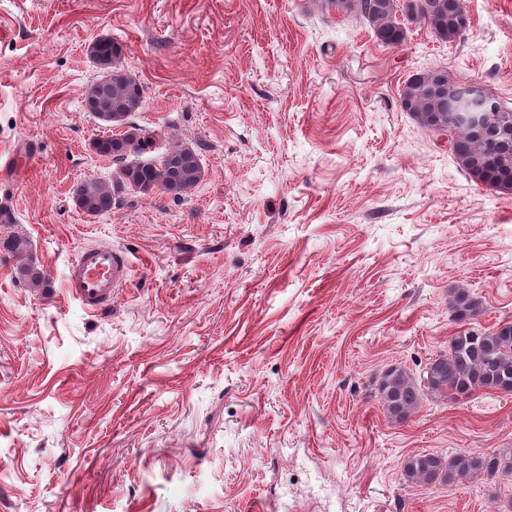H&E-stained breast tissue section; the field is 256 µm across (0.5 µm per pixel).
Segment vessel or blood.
Masks as SVG:
<instances>
[{"label":"vessel or blood","mask_w":512,"mask_h":512,"mask_svg":"<svg viewBox=\"0 0 512 512\" xmlns=\"http://www.w3.org/2000/svg\"><path fill=\"white\" fill-rule=\"evenodd\" d=\"M132 267L127 253L112 246L82 249L69 272L72 295L89 312H101L127 286Z\"/></svg>","instance_id":"b4317fda"}]
</instances>
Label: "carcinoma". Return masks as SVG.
Masks as SVG:
<instances>
[{
	"label": "carcinoma",
	"mask_w": 512,
	"mask_h": 512,
	"mask_svg": "<svg viewBox=\"0 0 512 512\" xmlns=\"http://www.w3.org/2000/svg\"><path fill=\"white\" fill-rule=\"evenodd\" d=\"M417 23L440 40L452 42L463 36L459 19L466 13L464 0H418ZM325 6L345 16H354L366 24L375 38L386 46L405 42L407 28L400 26L397 14L404 11L405 0H325ZM92 61L98 62L100 75L84 93V107L105 126L112 117L125 127L117 138L92 143L95 152L109 158L115 169L110 178H87L73 189L76 206L89 216L112 212L125 203L131 193L146 194V188L160 185V191L184 196L202 179L204 169L195 148L176 144L165 150L154 165L146 164L154 135L131 122L145 98V87L122 64V49L109 37L94 40L89 47ZM461 88V81L443 70H426L406 81L400 93V108L409 112L428 131H439L449 124V104ZM486 111L490 113L482 129L471 132L460 129L450 140L451 151L461 169L474 182L501 189L512 184V138L501 129L512 125V109L487 94ZM500 141L498 154L490 158L486 143ZM26 240L13 236L3 248L16 260V278L29 285L49 287V280L29 257ZM478 303L467 291L455 293L453 310L461 319L473 317ZM432 395L469 396L479 389L498 390L512 387V322H501L489 329L468 327L450 338L448 353L433 360L423 379L412 377L404 368L386 370L378 394L388 419L405 422L419 407L422 385ZM403 478L409 484H451L473 473L489 476L512 475V448L492 454L457 453L445 457L435 453H417L403 464Z\"/></svg>",
	"instance_id": "carcinoma-1"
}]
</instances>
